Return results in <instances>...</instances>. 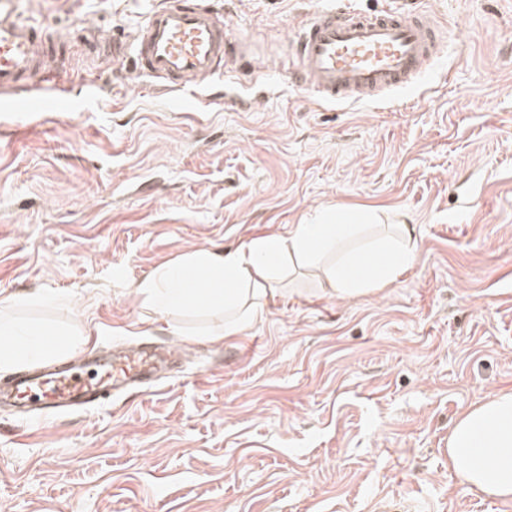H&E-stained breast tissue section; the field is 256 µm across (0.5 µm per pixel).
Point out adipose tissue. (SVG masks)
I'll return each mask as SVG.
<instances>
[{"label": "adipose tissue", "mask_w": 512, "mask_h": 512, "mask_svg": "<svg viewBox=\"0 0 512 512\" xmlns=\"http://www.w3.org/2000/svg\"><path fill=\"white\" fill-rule=\"evenodd\" d=\"M372 208L323 209L314 221L293 225L287 235H262L223 251L199 249L159 267L134 285L135 295L160 314L174 309H221L224 333L241 334L265 313L278 294L275 272L284 256L311 261L323 254L335 260L323 271L328 295L345 300L392 284L417 262L418 250L408 224L400 239L355 248ZM47 329L20 326L0 318V369L49 353L71 352L77 336L47 347ZM448 466L462 484L501 500H512V392L464 411L448 435Z\"/></svg>", "instance_id": "adipose-tissue-1"}]
</instances>
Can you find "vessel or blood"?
I'll return each instance as SVG.
<instances>
[{"label": "vessel or blood", "instance_id": "b4317fda", "mask_svg": "<svg viewBox=\"0 0 512 512\" xmlns=\"http://www.w3.org/2000/svg\"><path fill=\"white\" fill-rule=\"evenodd\" d=\"M23 0H0V111L37 112L39 95L24 92L30 79L53 83L56 43L21 17ZM441 29L422 13L391 7L369 12L353 7L313 11L290 46L301 87L326 104L385 102L386 94L420 78L444 48ZM113 57L134 50L141 75L173 92L197 94L222 77L223 65L247 59L244 42L226 37L214 12L197 0H158L132 41L110 40ZM168 352L139 347L130 353L28 368L0 382V405L26 420L72 414L103 406L113 394L156 381Z\"/></svg>", "mask_w": 512, "mask_h": 512}]
</instances>
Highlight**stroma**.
<instances>
[{
  "label": "stroma",
  "mask_w": 512,
  "mask_h": 512,
  "mask_svg": "<svg viewBox=\"0 0 512 512\" xmlns=\"http://www.w3.org/2000/svg\"><path fill=\"white\" fill-rule=\"evenodd\" d=\"M157 2L22 4L67 94L0 112V312L180 361L151 396L36 423L0 411V512H512L448 467L457 417L512 391V0H393L451 32L400 90L405 111L291 83L289 46L328 0H203L259 74L179 102L135 54L87 44L125 39ZM335 206L408 215L415 266L352 300L292 267L219 341L223 314L162 316L132 293L185 254Z\"/></svg>",
  "instance_id": "stroma-1"
}]
</instances>
